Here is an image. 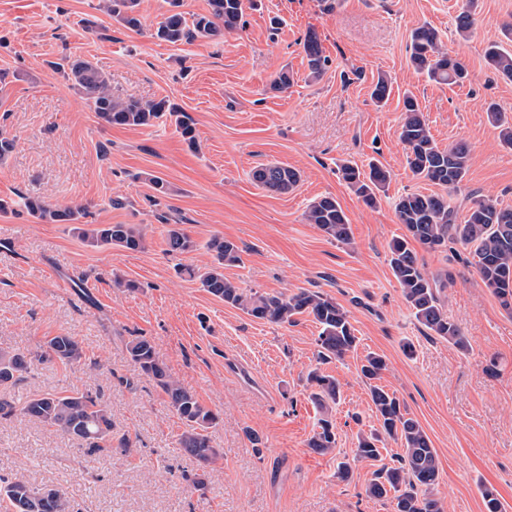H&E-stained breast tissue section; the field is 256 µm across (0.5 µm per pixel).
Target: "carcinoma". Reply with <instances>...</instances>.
I'll return each mask as SVG.
<instances>
[{
    "mask_svg": "<svg viewBox=\"0 0 512 512\" xmlns=\"http://www.w3.org/2000/svg\"><path fill=\"white\" fill-rule=\"evenodd\" d=\"M169 4L172 10L157 24L154 37L172 45L193 37L220 38L237 29L244 14V0H208L207 13L197 14L189 21L177 11L180 0H169ZM138 6L139 0H99V9L131 30L141 26ZM473 6L474 0H469L468 7L456 17V30L463 38L471 34L474 26ZM303 50L309 75L320 78L328 59L315 34L305 38ZM486 59L498 74L512 80L511 52L493 45L487 50ZM409 60L417 72L439 84L461 86L468 79L465 65L448 53L437 31L428 25L412 32ZM61 71L71 88L104 123L136 129L152 126L168 114L175 117L187 145L196 147L191 119L169 100L162 98L143 103L116 97L106 77L91 61L81 57L65 59ZM391 93V80L381 75L373 83L370 96L376 106L382 107ZM487 116L500 128L502 143L512 149V121L494 104L488 105ZM399 139L405 147L406 166L413 176L442 188L443 192L404 193L395 200L394 212L405 233L389 244L390 268L417 322L431 335L465 349L467 343L460 328L448 321L442 310L438 291L446 283L426 273L414 245L436 251L452 243L470 250L483 285L492 291L503 308L512 311V208L502 207L489 198H474L466 214L458 216L451 197L468 173L469 148L462 142L439 147L416 97L409 92L403 98ZM339 173L369 207L377 205L379 192L390 180V171L376 161L369 163L367 172L351 163H343ZM301 178L299 170L274 162L261 163L251 171V179L257 186L276 194L294 190ZM16 204L41 222L71 225L72 233L90 248L113 246L141 251L147 245L145 228L137 224L82 223L86 208L79 204L59 206L40 197H28L21 202L1 197L0 213L15 211ZM304 218L327 238L342 244L351 243V226L334 197L322 196L312 201ZM165 244L169 255L187 254L198 247L179 224L169 225ZM206 248L213 256L210 265L204 268L181 265L176 269L177 274L198 281L207 293L266 323L290 325L299 315L311 317L319 327L317 358L323 363L340 360L357 348L358 337L349 312L331 295L309 289H300L291 295L246 292L224 276V268L242 262L241 249L220 236L212 237ZM126 350L140 372L167 395L171 410L182 421L184 430L178 439L179 448L203 466L212 463L218 450L212 447L207 429L216 423L217 414L195 394L171 380L147 337H133L126 344ZM47 358L76 364L84 358V351L81 342L68 334L49 338L42 350L31 357L1 348L0 386L23 380L34 362ZM386 368L385 358L377 353L368 354L360 367V377L369 385L379 428L358 436L355 458L378 459L385 437L400 442L403 454L399 465H385L375 473L366 493L373 499H391L394 512H444L443 502L432 494L439 483L440 471L431 439L394 394L374 384ZM307 381L312 388V400L321 411L308 448L321 455L328 454L336 448V421L332 412L341 398L340 386L334 376L323 373L318 367L308 373ZM17 412L62 431L90 450L112 447V415L102 399L89 392L38 393L19 407L0 397V417ZM0 499L8 502L11 512H73L69 500L60 491H43L22 479H0Z\"/></svg>",
    "mask_w": 512,
    "mask_h": 512,
    "instance_id": "1",
    "label": "carcinoma"
}]
</instances>
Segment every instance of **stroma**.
<instances>
[{
  "label": "stroma",
  "mask_w": 512,
  "mask_h": 512,
  "mask_svg": "<svg viewBox=\"0 0 512 512\" xmlns=\"http://www.w3.org/2000/svg\"><path fill=\"white\" fill-rule=\"evenodd\" d=\"M466 0H245L240 27L223 39L176 46L152 38L167 0H140L142 27L131 31L98 10V0H0V133L14 151L0 162V197L84 203L91 224H140L147 246L93 249L68 225L0 214V348L36 351L50 337L79 339L87 364L35 365L23 381L0 387L15 402L43 392L91 391L112 413L113 439L129 447L88 452L67 435L17 416L0 420V476L62 490L73 512H393L368 498L381 463L402 449L385 439L381 461L354 458L357 435L377 425L359 377L367 353L384 355L379 384L394 393L428 433L445 512H485L481 491L495 490L512 512V313L481 283L457 250L420 251L431 275L452 274L441 292L450 322L468 348L430 336L414 318L389 265L401 236L392 202L432 185L405 165L399 122L413 93L439 146L465 142L469 170L453 197L466 212L473 196L512 206V150L487 119L488 103L512 116V81L487 63L504 43L512 0H478L469 38L454 18ZM435 28L470 81H429L409 63L412 31ZM315 33L328 68L308 77L303 40ZM91 60L120 98H161L192 120L189 149L171 120L137 129L102 122L56 64ZM293 85H270L281 69ZM393 90L384 107L370 93L378 75ZM378 160L391 173L375 207L337 173L340 161ZM276 161L301 171L290 193L257 187L250 171ZM172 192L152 206L149 179ZM336 197L352 241L328 239L303 214ZM123 198L116 209L112 199ZM184 224L198 250L165 251L168 220ZM233 241L242 262L225 268L239 287L335 297L348 310L359 344L342 360L318 364V328L308 316L280 326L252 318L178 278L175 264H210L212 236ZM135 281V290L123 288ZM150 339L169 374L220 416L208 435L219 458L201 466L176 445L183 426L167 395L141 375L126 343ZM412 344L405 354L404 344ZM338 379L333 453L308 441L320 412L306 376L315 367ZM351 465L349 480L337 475Z\"/></svg>",
  "instance_id": "obj_1"
}]
</instances>
